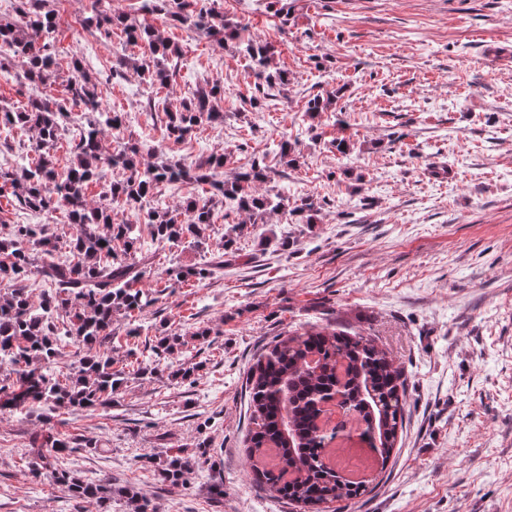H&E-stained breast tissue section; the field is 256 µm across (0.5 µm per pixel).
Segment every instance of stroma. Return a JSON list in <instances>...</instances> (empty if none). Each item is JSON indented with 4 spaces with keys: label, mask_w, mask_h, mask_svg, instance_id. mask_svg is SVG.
Listing matches in <instances>:
<instances>
[{
    "label": "stroma",
    "mask_w": 512,
    "mask_h": 512,
    "mask_svg": "<svg viewBox=\"0 0 512 512\" xmlns=\"http://www.w3.org/2000/svg\"><path fill=\"white\" fill-rule=\"evenodd\" d=\"M287 20L267 0H219L226 18L281 42L276 59L290 83L274 101L248 102L252 73L232 47L163 16L151 24L182 54L165 88L137 68L143 46L82 25L92 0H48L58 18L62 67L51 88L63 98L72 58L100 78L123 135L150 145L165 121L159 101L178 106L196 86L218 84L223 123L200 128L167 156L226 155L225 177L264 157L272 187L323 207L312 224L272 216L287 250L238 237L224 273L165 288L174 266L212 258L230 230L216 218L203 247L160 244L135 224L146 280L157 302L129 336L112 323L125 367L111 404L74 415L64 408L0 415V512H97L47 477H34L33 436L83 434L97 451L64 455L86 479L122 477L155 512H299L254 480L245 449L248 376L257 357L288 332L329 327L371 337L406 378V412L388 461L373 457V489L345 512H512V0H288ZM343 88L339 112L309 117L305 95ZM345 136L348 155L328 146ZM299 161L285 166L281 140ZM15 224H46L59 240L76 232L65 210L46 215L0 197V236ZM179 336L155 372L136 373L145 345ZM200 363L193 381L174 373ZM194 460L184 485L160 483L150 458ZM223 479L224 493L211 486Z\"/></svg>",
    "instance_id": "35a3bbf8"
}]
</instances>
